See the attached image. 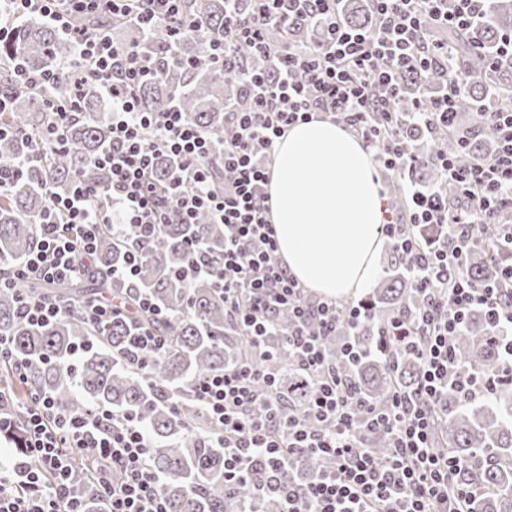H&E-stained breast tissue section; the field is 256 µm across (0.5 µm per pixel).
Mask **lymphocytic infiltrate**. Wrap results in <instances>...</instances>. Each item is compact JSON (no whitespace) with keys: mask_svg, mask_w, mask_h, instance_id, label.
I'll return each instance as SVG.
<instances>
[{"mask_svg":"<svg viewBox=\"0 0 512 512\" xmlns=\"http://www.w3.org/2000/svg\"><path fill=\"white\" fill-rule=\"evenodd\" d=\"M181 2L0 0V15L52 22L73 41L82 80L97 83L112 99L111 140L94 160L106 170V183L79 179L68 195H49L33 220L31 251L0 267V290L31 278L52 286L91 267L104 230L148 243L161 225L191 224L198 213H208L228 231L224 258L209 261L204 242L189 241L193 261L183 280H216L228 313L251 336L274 334L276 313L292 311L296 325L284 333L283 343L296 369L317 382L305 409L285 411L273 395L275 378L263 365L269 354L259 349L253 358L193 382L209 419L205 438L224 451L225 484L244 480L252 457L264 458L279 472L290 469L295 456L311 453L329 458L333 469L280 489L282 512H477L481 492L450 484L455 463L438 452L435 425L449 392L473 400L512 382V263L501 266L490 285L466 275L467 246L478 225L512 209V108L483 115L498 134L495 153L467 166L450 155L438 158L455 204L410 193V223L448 228L445 241L429 249L424 266L413 263L415 239L404 234L393 211L385 213L382 233L413 264L423 304L415 323L396 318L385 329L396 345L415 353L421 373L413 392H394L382 407L364 401L329 365L324 338L334 335L339 323L358 324L361 311L306 302L277 258L265 184L278 139L289 126L318 114L332 116L356 134L379 169L395 173L418 164L396 134L389 93L397 67L411 59L428 69L448 49L428 41L427 31L465 28L491 0H454L452 10L445 0H371L378 24L374 33L348 25L342 0H253L246 16L236 0H225L224 35L212 41L211 57L243 80L252 97L248 109L231 113L229 136L192 124L175 106L142 111L137 91L156 75L144 53L78 29L72 20L76 14L108 12L147 35L163 25L174 47L194 29ZM300 24L320 29L316 46L281 49L270 42V29L287 33ZM241 46L269 58L272 74L242 68L236 56ZM463 84L461 77H452L449 92L418 99L411 117L450 128ZM162 155L174 164L163 187L152 178ZM216 166L224 170L220 189L212 184ZM475 310L486 315L501 354L498 372L489 377L462 367L453 343ZM25 411L22 448L0 457V512H88L72 491V461L88 448L98 460L91 477L103 512H168L162 480L148 466L151 439L142 418L120 422L107 408L64 413L41 389L27 391ZM372 431L388 435L387 456H374L360 441V434ZM108 470L120 473V481H106Z\"/></svg>","mask_w":512,"mask_h":512,"instance_id":"lymphocytic-infiltrate-1","label":"lymphocytic infiltrate"}]
</instances>
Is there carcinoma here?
<instances>
[{
  "label": "carcinoma",
  "instance_id": "carcinoma-1",
  "mask_svg": "<svg viewBox=\"0 0 512 512\" xmlns=\"http://www.w3.org/2000/svg\"><path fill=\"white\" fill-rule=\"evenodd\" d=\"M183 9L201 25L200 33L186 35L177 47L181 58L192 61L188 69L169 61L164 26L143 39L129 24L104 17L91 20L80 15L76 24L97 27L119 42L140 41L151 51L150 60L160 75L140 88L143 111L157 112L175 102L194 124L228 134L224 113L247 105L249 92L243 83L225 76L224 69L209 57L210 41L224 35V0H183ZM344 17L352 26L376 28L368 0H348ZM509 30L512 0H498L465 31H448L452 52L447 60L425 72L411 61L402 66L393 88L396 111L400 112L398 136L422 162L391 182L389 193L398 207L406 206V194L412 187L445 190V180L435 165L438 155L458 153L468 161L488 155L496 145L495 133L481 113L512 99V58L488 62L496 56L500 36ZM73 54L74 45L68 39L33 17L20 23L12 41L0 45V92L12 98V110L0 112V128L20 125L28 134L24 140L0 138V160L26 162L23 177L0 194V260L18 259L33 247L32 221L47 204L43 186L64 195L78 178L96 184L107 180L103 170L92 166L93 157L111 138V124L99 114L97 84L82 85L81 112L67 128L66 149L52 151L43 137L56 117L46 101L67 97L70 84L29 89L14 76L16 58L29 71L41 72ZM238 57L245 69L271 70L266 60L244 48ZM454 74L464 77L467 86L457 101L451 131L428 128L405 113L410 95L420 90L433 97L441 95ZM409 232L423 243L444 238L441 228L433 224L411 226ZM193 238L204 241L212 260L223 257L224 225L210 223L205 215L194 224H164L142 251L139 274L130 284L112 278V268L124 264L126 253L133 249L132 241L105 231L98 243L96 265L79 277L52 288L29 279L18 285L16 293H0V336L12 339L16 357L25 364L27 385L50 392L59 409L85 412L106 406L120 417L143 418L152 442L149 467L162 478L169 512H279V498L266 489L270 473L262 464H255L250 480L228 488L224 484V449L211 448L203 441L208 425L205 411L191 393L193 381L252 355L253 345L225 313L222 288L206 277L184 281L176 276L186 262L187 242ZM491 248L499 251L496 262L488 258ZM508 255L499 244L497 225L482 224L470 241L466 274L481 284L492 282ZM143 292L163 311L179 314V319L166 324L144 313L136 320L153 325L167 337L165 352L140 373L119 359L132 331L130 320L114 316L109 323L92 324L78 308L103 293L133 306ZM19 293L56 298L64 305L63 316L45 328L29 325L18 314ZM420 305L415 281L393 249L377 287L359 304L364 318L354 335L325 340L330 362L354 381L369 402L384 404L396 387L404 392L415 390L420 374L416 356L396 345L382 347L380 333L394 317L414 322ZM454 341L462 366L484 375L499 368L500 355L483 313H471ZM81 343L92 348L73 368L72 349ZM267 346L273 352L267 366L276 374V391L283 405L287 409L304 405L312 398L314 385L295 369L280 336L267 337ZM172 399L179 402L175 414L169 407ZM444 408L447 417L439 421L438 442L449 457L460 462L453 475L455 484L485 490L481 512H512V387L504 385L479 402L462 400L450 391ZM362 441L377 456L389 452L388 442L379 432L363 436ZM331 467L326 458L303 455L291 470L281 472L275 483L283 485L290 477H305ZM79 491L88 512L102 508L97 486L83 480Z\"/></svg>",
  "mask_w": 512,
  "mask_h": 512
}]
</instances>
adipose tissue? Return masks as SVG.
<instances>
[{"mask_svg": "<svg viewBox=\"0 0 512 512\" xmlns=\"http://www.w3.org/2000/svg\"><path fill=\"white\" fill-rule=\"evenodd\" d=\"M266 192L277 256L299 285L331 299L371 288L383 200L357 137L321 115L292 125L276 144Z\"/></svg>", "mask_w": 512, "mask_h": 512, "instance_id": "1", "label": "adipose tissue"}]
</instances>
